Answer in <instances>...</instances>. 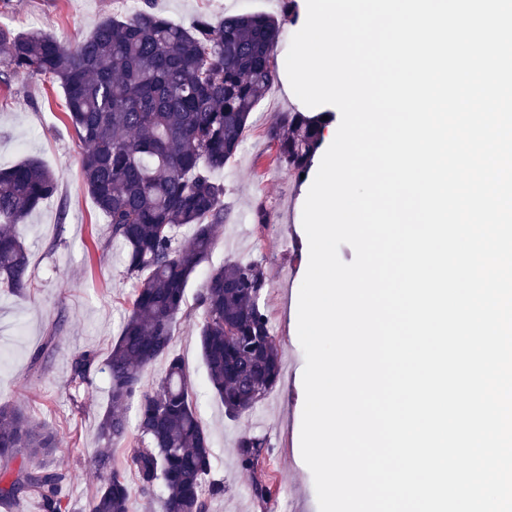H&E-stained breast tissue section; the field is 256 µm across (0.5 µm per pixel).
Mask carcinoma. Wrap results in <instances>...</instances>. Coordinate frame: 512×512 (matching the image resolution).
Instances as JSON below:
<instances>
[{"label": "carcinoma", "mask_w": 512, "mask_h": 512, "mask_svg": "<svg viewBox=\"0 0 512 512\" xmlns=\"http://www.w3.org/2000/svg\"><path fill=\"white\" fill-rule=\"evenodd\" d=\"M280 16L198 15L190 26L154 11L152 0L131 15L108 16L75 47L40 34L0 28V81L20 75L58 85L67 120L82 145L85 189L126 253L124 275L136 281L132 306L104 367L108 401L100 416L104 448L97 458L104 481L86 512H129L133 489L112 470L110 450L128 431L126 409L137 403L139 440L132 465L141 492L162 488L161 512H206L224 483L210 479L209 436L198 418L192 387L172 340L184 312L191 276L208 262L215 229L230 217L224 184L214 173L239 151L252 112L277 79L274 60ZM323 115L279 112L267 130L279 163L304 174L322 145ZM58 176L35 160L0 171V288H28L29 252L15 227L59 191ZM184 227L192 228L185 239ZM267 272L262 262L227 261L210 270L199 295L202 355L225 413L256 407L280 379L282 358L261 306ZM166 359L151 390L142 370ZM92 353L72 365V399L88 384ZM55 433L19 405L0 402V502L19 509L30 498L44 512H68L66 473L46 460ZM241 466L257 470L266 441L238 439ZM20 456L31 461L11 469Z\"/></svg>", "instance_id": "1"}]
</instances>
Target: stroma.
I'll use <instances>...</instances> for the list:
<instances>
[{"label": "stroma", "instance_id": "stroma-1", "mask_svg": "<svg viewBox=\"0 0 512 512\" xmlns=\"http://www.w3.org/2000/svg\"><path fill=\"white\" fill-rule=\"evenodd\" d=\"M141 0H0V28L40 31L72 46L90 35L111 13L129 14ZM281 0H154V7L184 26L201 13L279 14ZM294 29L285 25L276 50L278 80L254 110L234 161L215 175L231 205L228 223L216 231L208 263L186 288V319L172 349L192 383L201 423L210 434L211 477L223 482V496L209 499L208 512H319L311 471L301 455L305 355L297 333L299 291L309 262L303 206L314 180L276 160L266 131L276 113L301 109L285 91L284 59ZM35 159L60 178L57 197L41 204L18 225L30 254L31 284L24 294L0 291V401L24 407L56 433L52 466L67 474L64 493L71 512H85L102 476L95 460L103 446L100 414L108 400L102 362L120 335L135 291L123 273L122 248L108 244V227L87 194L81 149L69 126L59 87L30 77L0 83V169ZM265 208L268 225L257 224ZM228 260L262 261L268 286L261 302L270 319L284 367L276 387L250 413L233 419L208 380L198 328L203 310L199 293L211 268ZM93 351L89 394L82 407L69 398L73 361ZM264 437L269 448L257 471L244 469L236 443L241 435ZM271 489L269 500L253 493L255 479Z\"/></svg>", "mask_w": 512, "mask_h": 512}]
</instances>
